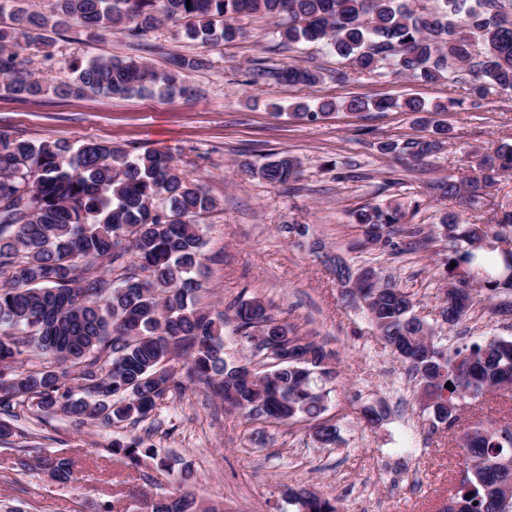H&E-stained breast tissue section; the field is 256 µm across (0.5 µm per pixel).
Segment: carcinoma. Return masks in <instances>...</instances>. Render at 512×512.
<instances>
[{
    "mask_svg": "<svg viewBox=\"0 0 512 512\" xmlns=\"http://www.w3.org/2000/svg\"><path fill=\"white\" fill-rule=\"evenodd\" d=\"M24 0H0V78L3 90L19 99L48 91L61 96L93 91L110 96L187 97L182 73L204 60L180 57L168 70L135 58L77 55L73 82L51 87L29 72L20 51H47V33L75 22L85 29H116L140 39L164 21H184L186 39L211 47L241 35L236 19L262 15L276 21L284 44L325 43L347 67L374 73L385 62L393 73L434 82L467 68L466 85L481 95L489 86L512 91V0H55L50 14L31 11ZM272 76L289 86L319 81L314 68L286 63ZM397 103L378 98L326 101L318 110L296 106L295 116L316 121L329 111L371 108L385 112ZM403 108L427 123L446 109L420 98ZM450 129L437 126L427 139L404 145L382 142L384 155L421 161L443 150ZM467 174L431 189L442 199L466 197L472 210L483 206L487 189L512 170V144L465 160ZM246 172L272 186L299 177L290 156H279ZM217 206L204 187L182 175L161 151L133 154L102 142L78 146L34 142L0 131V440L14 434L13 421L35 408L76 420L114 426L144 419L156 401L182 391L169 363L182 351L189 372L213 385L230 409L273 423L297 418L313 423L314 439L336 444L338 426L323 418L327 392L316 385L333 377L332 354L295 334L258 299L237 301L214 316L196 307L206 241L199 219ZM367 242L381 248L393 239L418 244L448 240V282L441 311L453 331L481 301L512 293L504 277L507 258L495 242L512 238V210L493 224L471 223L455 211L443 215L439 231L404 222L398 206L367 204L354 212ZM107 264L108 275L96 265ZM332 271L347 304L362 309L377 335L405 364L417 384L419 404L433 432L458 421L461 388L476 400L488 392L512 394V338L488 336L479 342L442 348L431 326L414 314L410 295L392 282L378 281L370 266L352 269L338 256ZM231 324L257 353L296 345L300 362L249 364L224 359V326ZM266 336V342L255 336ZM43 362L22 369L23 356ZM72 368L74 385L61 366ZM450 387H445V384ZM80 396H75V391ZM462 461L471 463L453 502L458 512H512V424L469 428L459 441ZM141 443H112V451L139 462ZM39 468L53 480H72L68 459L42 456ZM288 502L299 512H339L337 500L305 485L289 486ZM147 512H199L193 496L152 498Z\"/></svg>",
    "mask_w": 512,
    "mask_h": 512,
    "instance_id": "obj_1",
    "label": "carcinoma"
}]
</instances>
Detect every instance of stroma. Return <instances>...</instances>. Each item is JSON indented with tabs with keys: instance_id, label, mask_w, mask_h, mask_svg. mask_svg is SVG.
Returning a JSON list of instances; mask_svg holds the SVG:
<instances>
[{
	"instance_id": "obj_1",
	"label": "stroma",
	"mask_w": 512,
	"mask_h": 512,
	"mask_svg": "<svg viewBox=\"0 0 512 512\" xmlns=\"http://www.w3.org/2000/svg\"><path fill=\"white\" fill-rule=\"evenodd\" d=\"M235 41L204 47L184 38L181 27L163 23L140 41L72 25L54 38L50 55L32 51L26 66L55 85L70 81L72 56L138 57L163 69L172 57H200L203 67L188 72L192 98L160 100L112 97L86 91L19 100L0 91V129L32 141L95 140L134 153L172 155L188 178L199 180L218 202L203 220L204 287L197 304L207 311L234 300L261 299L298 334L336 354V376L326 415L339 426L332 448L312 439L311 422L272 424L227 411L205 383L188 378L189 357L174 360L182 393H167L151 415L116 427L75 422L62 414L37 420L25 414L17 436L0 441V512H141L143 497L191 492L200 507L224 512H297L287 487L307 485L338 499L342 512H446L462 477L454 434L430 432L414 384L390 348L359 309L341 299L329 259L372 266L380 281L411 294L417 314L430 323L440 345L486 336H512V320L475 307L456 330L443 324L444 260L439 241L416 251L391 253L362 244L353 213L366 204L400 206L405 220L424 228L440 222L460 201L433 197L431 179L460 177L464 155L496 141L512 143V93L490 90L486 97L440 80L426 83L383 69L378 75L349 74L337 81L341 65L327 45L278 47L275 26L259 16L237 20ZM294 61L321 67L312 86H288L255 79L258 67ZM419 97L444 101L427 125L399 109L387 112L337 110L310 123L291 106L324 100ZM448 126L442 153L415 170L381 154L384 141L421 140L434 125ZM297 160L295 191L268 185L247 174L245 163L267 154ZM285 224L306 225V236L282 232ZM384 407L389 417L368 426L365 407ZM144 439L155 457L131 463L113 453V440ZM28 459L58 455L71 460L73 480L61 484L37 467L17 464L19 448Z\"/></svg>"
}]
</instances>
